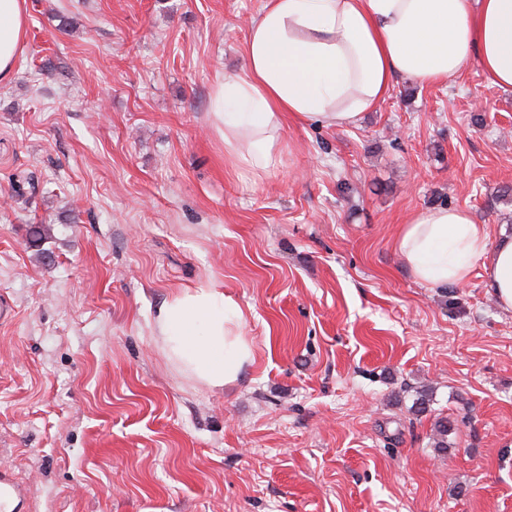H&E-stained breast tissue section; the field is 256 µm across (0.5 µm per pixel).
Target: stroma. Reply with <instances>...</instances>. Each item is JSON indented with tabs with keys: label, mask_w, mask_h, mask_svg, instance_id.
<instances>
[{
	"label": "stroma",
	"mask_w": 512,
	"mask_h": 512,
	"mask_svg": "<svg viewBox=\"0 0 512 512\" xmlns=\"http://www.w3.org/2000/svg\"><path fill=\"white\" fill-rule=\"evenodd\" d=\"M261 6L28 0L0 81V462L37 512H512V310L394 246L440 204L512 236V94L475 62L400 79L354 125L285 120L275 170L232 168L210 95ZM207 284L255 352L218 388L152 333Z\"/></svg>",
	"instance_id": "stroma-1"
}]
</instances>
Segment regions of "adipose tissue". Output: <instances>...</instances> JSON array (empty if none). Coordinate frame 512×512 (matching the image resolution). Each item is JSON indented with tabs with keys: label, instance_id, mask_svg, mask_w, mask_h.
Here are the masks:
<instances>
[{
	"label": "adipose tissue",
	"instance_id": "adipose-tissue-1",
	"mask_svg": "<svg viewBox=\"0 0 512 512\" xmlns=\"http://www.w3.org/2000/svg\"><path fill=\"white\" fill-rule=\"evenodd\" d=\"M26 4L0 0V80L22 47ZM243 53V69L212 88V126L228 165L266 171L279 162L284 116L345 127L400 78L442 83L475 61L491 85L512 93V0H265ZM395 247L432 287L464 284L482 267L497 303L512 309V238L491 243L468 209L415 212ZM153 328L169 358L206 386L236 381L253 358L240 307L209 285L175 294Z\"/></svg>",
	"mask_w": 512,
	"mask_h": 512
}]
</instances>
